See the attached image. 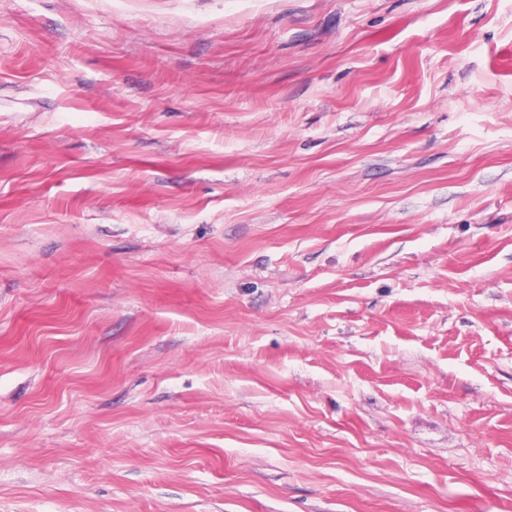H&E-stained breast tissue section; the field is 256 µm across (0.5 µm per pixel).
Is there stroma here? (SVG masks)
I'll use <instances>...</instances> for the list:
<instances>
[{
  "label": "stroma",
  "mask_w": 512,
  "mask_h": 512,
  "mask_svg": "<svg viewBox=\"0 0 512 512\" xmlns=\"http://www.w3.org/2000/svg\"><path fill=\"white\" fill-rule=\"evenodd\" d=\"M0 512H512V0H0Z\"/></svg>",
  "instance_id": "obj_1"
}]
</instances>
